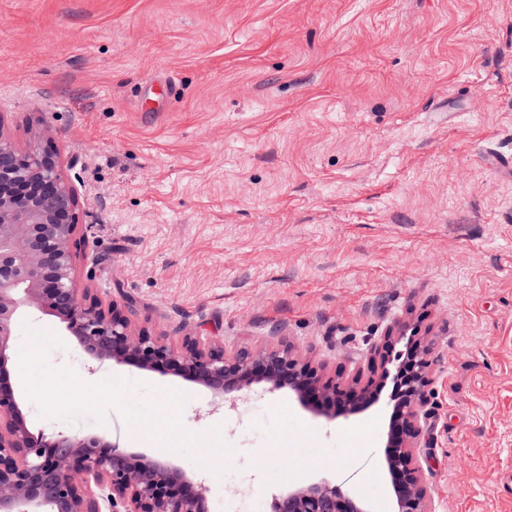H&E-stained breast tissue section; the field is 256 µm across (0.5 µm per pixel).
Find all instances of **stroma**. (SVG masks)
<instances>
[{
  "mask_svg": "<svg viewBox=\"0 0 512 512\" xmlns=\"http://www.w3.org/2000/svg\"><path fill=\"white\" fill-rule=\"evenodd\" d=\"M0 135L59 154L77 284L136 329L288 343L347 389L379 390L395 323L433 341L428 508L512 512V0H0ZM12 349L31 432L162 456L224 512L321 478L389 505L388 393L221 406L51 316Z\"/></svg>",
  "mask_w": 512,
  "mask_h": 512,
  "instance_id": "stroma-1",
  "label": "stroma"
}]
</instances>
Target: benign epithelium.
<instances>
[{"mask_svg": "<svg viewBox=\"0 0 512 512\" xmlns=\"http://www.w3.org/2000/svg\"><path fill=\"white\" fill-rule=\"evenodd\" d=\"M78 206L55 153L21 151L0 134V512H208L204 485L170 462L128 453L100 436L48 440L30 431L7 381L14 327L24 311L59 319L91 358L168 371L223 401L260 382L288 390L301 403L310 388H320L322 411L332 418L372 400L364 391L350 404L342 401L336 384L289 344L228 356L201 336L186 334L176 344L136 330L124 306L105 305L76 288ZM433 346H413L404 372L384 370L396 379L385 457L394 490L390 512H429L419 457L430 446L425 388ZM273 512L373 510L321 479L288 488L275 498Z\"/></svg>", "mask_w": 512, "mask_h": 512, "instance_id": "1", "label": "benign epithelium"}]
</instances>
